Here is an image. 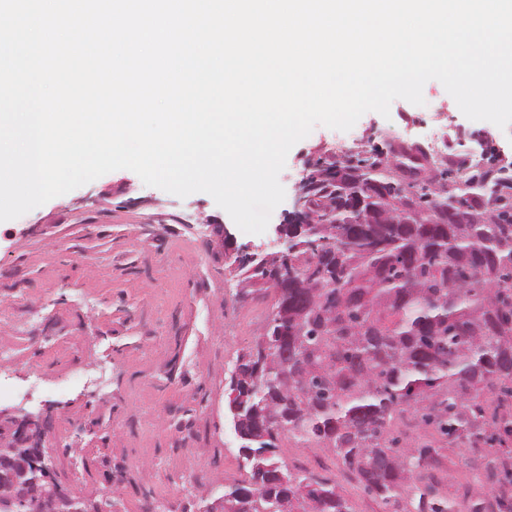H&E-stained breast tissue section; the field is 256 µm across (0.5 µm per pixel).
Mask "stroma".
<instances>
[{"instance_id": "obj_1", "label": "stroma", "mask_w": 512, "mask_h": 512, "mask_svg": "<svg viewBox=\"0 0 512 512\" xmlns=\"http://www.w3.org/2000/svg\"><path fill=\"white\" fill-rule=\"evenodd\" d=\"M423 96L404 119L370 111L346 132L316 126L289 151L279 175L285 199L260 234L242 232L208 194L180 198L126 169L0 222V307L29 302L43 310L5 373L11 393L0 410L48 415L43 445L59 482L87 501L110 495L119 512H138L150 491L159 492L162 512H183L247 479L228 417L227 377L271 300L260 291L236 298L238 281L215 228L224 226L235 246L276 251L275 227L285 223L311 164L363 152L384 137L409 142L439 130L453 166L472 152L502 166L512 161V125L469 120L436 80ZM88 362L100 368L99 385L70 377ZM158 365L172 383L147 384ZM179 409L201 416L199 432L212 447L201 481L183 489L180 445L166 429L167 414ZM277 453L291 470L334 481L353 512H386L327 450L283 440ZM435 474L455 512L485 496L464 448L443 447Z\"/></svg>"}]
</instances>
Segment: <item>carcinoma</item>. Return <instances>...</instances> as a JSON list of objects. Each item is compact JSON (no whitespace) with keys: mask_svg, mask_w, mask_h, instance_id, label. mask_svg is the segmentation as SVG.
I'll return each mask as SVG.
<instances>
[{"mask_svg":"<svg viewBox=\"0 0 512 512\" xmlns=\"http://www.w3.org/2000/svg\"><path fill=\"white\" fill-rule=\"evenodd\" d=\"M382 164L375 147L316 161L307 228L288 256L235 259L236 296L259 282L273 299L229 377L246 404L236 431L249 479L224 489L240 512H353L329 479L276 458L284 435L334 454L395 512L408 493L416 512H450L431 473L439 449L395 434L406 419L465 446L484 471L490 498L470 512H512V213L492 204L512 203V174L472 171L450 191L444 169L408 184L400 211L380 194L394 181ZM44 491L0 457V512H99Z\"/></svg>","mask_w":512,"mask_h":512,"instance_id":"obj_1","label":"carcinoma"}]
</instances>
